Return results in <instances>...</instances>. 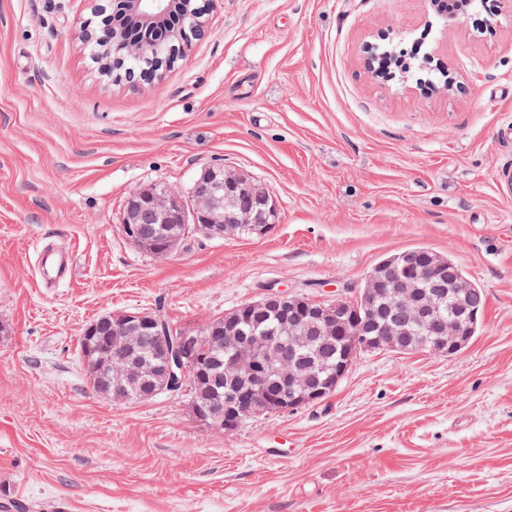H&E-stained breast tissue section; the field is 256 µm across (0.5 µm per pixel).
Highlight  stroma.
Segmentation results:
<instances>
[{
  "label": "stroma",
  "mask_w": 512,
  "mask_h": 512,
  "mask_svg": "<svg viewBox=\"0 0 512 512\" xmlns=\"http://www.w3.org/2000/svg\"><path fill=\"white\" fill-rule=\"evenodd\" d=\"M436 28L430 0H217L157 82L115 86L73 29L84 0H0V500L30 512H512V0ZM425 38L416 76L364 64ZM279 205L262 238L158 258L122 230L131 191L189 195L208 167ZM69 248L39 287L34 245ZM425 247L485 293L460 355H362L323 402L218 432L187 395L107 399L84 326L162 312L196 332L277 284L332 298Z\"/></svg>",
  "instance_id": "obj_1"
}]
</instances>
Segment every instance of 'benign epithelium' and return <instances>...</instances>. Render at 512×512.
Wrapping results in <instances>:
<instances>
[{
	"mask_svg": "<svg viewBox=\"0 0 512 512\" xmlns=\"http://www.w3.org/2000/svg\"><path fill=\"white\" fill-rule=\"evenodd\" d=\"M193 0H114L112 4L113 36L130 55L144 47L136 39L125 37L133 30H147L158 36V26L175 4L183 11ZM209 175L194 182L184 199L167 185L152 190H134L129 194L127 217L122 229L137 248L149 250L157 257H167L178 244L162 237L158 228L130 223L137 213L150 210L158 224L178 220L183 241L192 238L222 239L236 236L248 226L259 236L273 228L271 222H259L249 210L235 205L237 197L255 188L252 178L241 174L224 181V167L208 168ZM383 285L378 269L367 276L360 298L345 289L326 301L291 294L286 289L269 286L263 295L240 308L210 322L203 335L171 334L150 314L140 311L109 314L88 325L83 335L93 336L102 323L112 331V359L123 367L114 369L112 393L123 401L130 391L147 400L163 391H174L186 381L209 379L211 359L200 353L202 343L210 349H222L224 378L230 386L224 400H216L195 416L213 429L234 430L244 422L265 413L293 411L314 405L329 397L348 374L361 353L391 350L407 353L425 350L436 355H452L469 341L466 331L478 321L484 308L483 293L467 283L457 286L463 296L456 318L447 321L439 314L442 297L418 295L398 279L391 280L387 302L375 304ZM366 305L360 322L352 319L355 301ZM419 323L427 335H413L410 326ZM155 329L158 347L150 365L139 359L140 332ZM156 381L141 382L146 370Z\"/></svg>",
	"mask_w": 512,
	"mask_h": 512,
	"instance_id": "benign-epithelium-1",
	"label": "benign epithelium"
}]
</instances>
